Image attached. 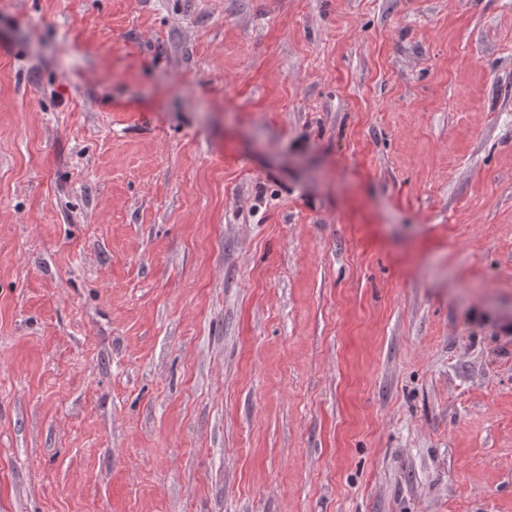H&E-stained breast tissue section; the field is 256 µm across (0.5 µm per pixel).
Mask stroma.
<instances>
[{"label": "stroma", "instance_id": "stroma-1", "mask_svg": "<svg viewBox=\"0 0 512 512\" xmlns=\"http://www.w3.org/2000/svg\"><path fill=\"white\" fill-rule=\"evenodd\" d=\"M0 512H512V0H0Z\"/></svg>", "mask_w": 512, "mask_h": 512}]
</instances>
